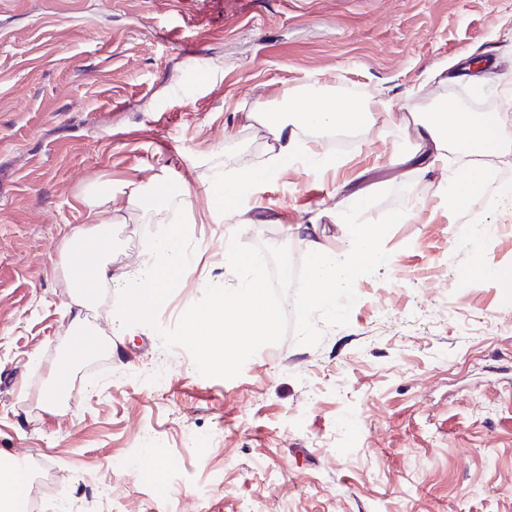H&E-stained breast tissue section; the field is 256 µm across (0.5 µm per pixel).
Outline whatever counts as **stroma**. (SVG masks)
I'll list each match as a JSON object with an SVG mask.
<instances>
[{
	"mask_svg": "<svg viewBox=\"0 0 512 512\" xmlns=\"http://www.w3.org/2000/svg\"><path fill=\"white\" fill-rule=\"evenodd\" d=\"M0 0V458L31 480L56 470L45 512H512V175L462 214L449 209L452 155L405 160L415 116L470 94L478 112L512 85V0ZM209 76L195 80L182 47ZM485 64V83L455 81ZM335 93L373 106L359 130L299 131L292 158L255 201L209 217L203 188L274 163L264 120L296 97ZM335 155L320 171L309 155ZM189 187L192 251L158 328L114 324L123 294L84 311L108 339L76 362L57 409L45 399L71 314L63 240L84 197L112 187V271L173 215L132 208L156 179ZM389 190L390 262L360 277L348 324L319 346L287 334L232 379L201 376L165 348L207 285L232 287L227 238L345 250L342 213ZM498 270L491 278L486 268ZM138 456L141 468L119 462ZM177 466L164 483L144 471Z\"/></svg>",
	"mask_w": 512,
	"mask_h": 512,
	"instance_id": "35a3bbf8",
	"label": "stroma"
}]
</instances>
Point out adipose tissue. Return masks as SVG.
I'll use <instances>...</instances> for the list:
<instances>
[{
    "mask_svg": "<svg viewBox=\"0 0 512 512\" xmlns=\"http://www.w3.org/2000/svg\"><path fill=\"white\" fill-rule=\"evenodd\" d=\"M370 118L369 109L359 101L320 95L303 107L292 104L287 111L270 113L267 126L278 136L289 124L298 129L315 126L338 131L363 127ZM420 125L422 138L434 144L433 152L424 156L427 163L442 161L447 150L491 156L504 162L512 160V126L499 120L496 114L442 107L425 113ZM270 176V171L246 167L239 170L233 180L210 184L207 193L214 217L223 218L225 211L252 199ZM85 205L87 224L75 228L65 238L61 249L62 268L71 299L76 307H89L99 288L110 283L122 289L125 295L124 305L116 313L117 321L150 320L185 267L179 244L181 230L173 229L166 238L154 242L134 271L116 276L111 272L112 252L118 245L112 235V224L101 220L98 199L86 200ZM104 346L103 337L95 335L82 317L74 318L68 352L57 365L48 396L49 407H58L64 400L62 381L74 363L97 354ZM28 484L29 477L21 473L18 464L1 459L0 512H25Z\"/></svg>",
    "mask_w": 512,
    "mask_h": 512,
    "instance_id": "adipose-tissue-1",
    "label": "adipose tissue"
}]
</instances>
